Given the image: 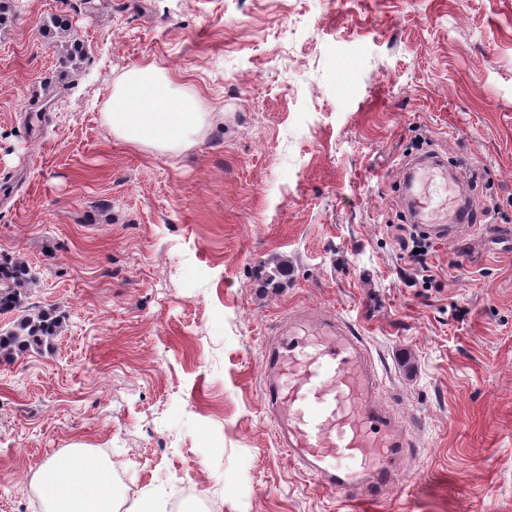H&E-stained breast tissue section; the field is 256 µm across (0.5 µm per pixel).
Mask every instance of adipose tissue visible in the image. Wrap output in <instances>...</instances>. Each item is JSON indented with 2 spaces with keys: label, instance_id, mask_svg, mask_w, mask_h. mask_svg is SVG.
<instances>
[{
  "label": "adipose tissue",
  "instance_id": "adipose-tissue-1",
  "mask_svg": "<svg viewBox=\"0 0 512 512\" xmlns=\"http://www.w3.org/2000/svg\"><path fill=\"white\" fill-rule=\"evenodd\" d=\"M106 119L125 143L175 152L191 145L207 115L197 98L177 93L172 78L148 63L117 81ZM35 486L44 512H116L112 466L86 448L70 449L62 462L46 461L35 474Z\"/></svg>",
  "mask_w": 512,
  "mask_h": 512
}]
</instances>
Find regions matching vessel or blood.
Instances as JSON below:
<instances>
[{"label": "vessel or blood", "instance_id": "b4317fda", "mask_svg": "<svg viewBox=\"0 0 512 512\" xmlns=\"http://www.w3.org/2000/svg\"><path fill=\"white\" fill-rule=\"evenodd\" d=\"M422 173L438 184L412 199L418 224L436 238L460 237L461 225L448 221L458 209L453 186L437 164ZM264 364V404L289 460L350 507L382 500L411 444L381 401L382 382L361 338L335 319L308 323L295 316Z\"/></svg>", "mask_w": 512, "mask_h": 512}]
</instances>
